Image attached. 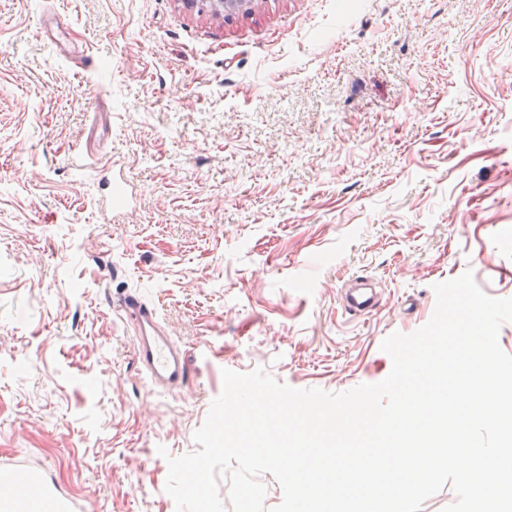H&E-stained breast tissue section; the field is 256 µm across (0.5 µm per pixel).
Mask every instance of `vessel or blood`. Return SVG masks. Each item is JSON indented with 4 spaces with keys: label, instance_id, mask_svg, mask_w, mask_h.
<instances>
[{
    "label": "vessel or blood",
    "instance_id": "1",
    "mask_svg": "<svg viewBox=\"0 0 512 512\" xmlns=\"http://www.w3.org/2000/svg\"><path fill=\"white\" fill-rule=\"evenodd\" d=\"M342 303L345 312L353 317L365 315L374 308L375 295L366 277L349 280ZM119 306L139 329L136 361L152 386L165 392L180 390L188 380L187 363L180 347L164 333L155 305L129 293L120 300ZM27 478L40 482L42 497L28 504L25 512H79L77 502L60 495L54 484L36 473L25 458L16 455L0 460V512H15L16 501L10 488Z\"/></svg>",
    "mask_w": 512,
    "mask_h": 512
}]
</instances>
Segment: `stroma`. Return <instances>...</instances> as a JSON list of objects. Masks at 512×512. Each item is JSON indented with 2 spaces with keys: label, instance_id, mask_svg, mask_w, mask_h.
Instances as JSON below:
<instances>
[{
  "label": "stroma",
  "instance_id": "1",
  "mask_svg": "<svg viewBox=\"0 0 512 512\" xmlns=\"http://www.w3.org/2000/svg\"><path fill=\"white\" fill-rule=\"evenodd\" d=\"M89 49L97 73L75 62ZM121 166L112 223L78 150ZM472 271L512 297V0H0V457L86 512H176L170 456L222 372L330 393ZM376 309L339 305L348 276ZM153 302L189 365L151 388L117 301Z\"/></svg>",
  "mask_w": 512,
  "mask_h": 512
}]
</instances>
